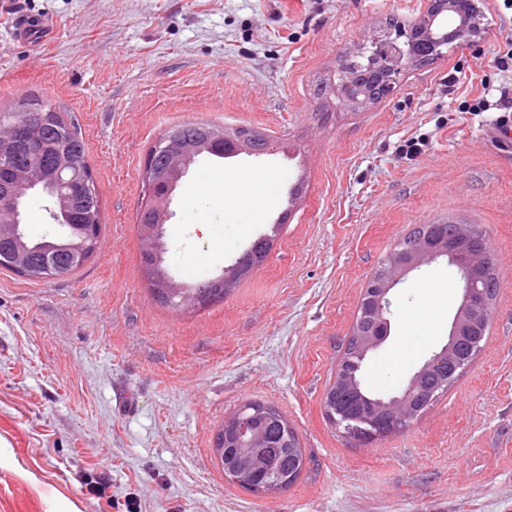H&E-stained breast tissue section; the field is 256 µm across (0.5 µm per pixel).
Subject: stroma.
I'll list each match as a JSON object with an SVG mask.
<instances>
[{
	"instance_id": "stroma-1",
	"label": "stroma",
	"mask_w": 512,
	"mask_h": 512,
	"mask_svg": "<svg viewBox=\"0 0 512 512\" xmlns=\"http://www.w3.org/2000/svg\"><path fill=\"white\" fill-rule=\"evenodd\" d=\"M429 0H0V111L48 102L80 130L101 203L99 249L72 275L0 272V512H512V148L486 84L512 48V10L478 0V34L403 67L394 94L346 102L349 51L410 24ZM24 12L54 28L24 46ZM487 110H477L480 98ZM265 129L259 158L203 157L164 226V266L185 286L222 276L271 234L265 260L223 300L174 310L154 297L137 216L144 158L184 122ZM424 145L414 156L402 147ZM278 188L258 223L224 218V189ZM454 218L490 236L501 282L480 352L410 426L362 442L327 418L369 277L413 225ZM224 252L207 268L215 242ZM461 297L439 260L390 294L391 338L364 383L395 393L447 341ZM438 306L436 330L420 316ZM274 406L306 467L265 495L227 481L213 451L225 417ZM107 480L89 492L93 478Z\"/></svg>"
}]
</instances>
